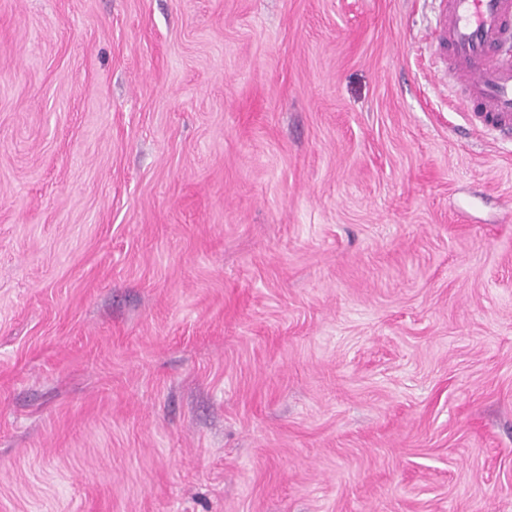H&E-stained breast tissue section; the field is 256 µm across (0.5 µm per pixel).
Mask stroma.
Returning a JSON list of instances; mask_svg holds the SVG:
<instances>
[{
	"label": "stroma",
	"mask_w": 512,
	"mask_h": 512,
	"mask_svg": "<svg viewBox=\"0 0 512 512\" xmlns=\"http://www.w3.org/2000/svg\"><path fill=\"white\" fill-rule=\"evenodd\" d=\"M434 0H0V512H512V143Z\"/></svg>",
	"instance_id": "1"
}]
</instances>
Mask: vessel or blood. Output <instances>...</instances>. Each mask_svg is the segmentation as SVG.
Returning a JSON list of instances; mask_svg holds the SVG:
<instances>
[{"instance_id": "obj_1", "label": "vessel or blood", "mask_w": 512, "mask_h": 512, "mask_svg": "<svg viewBox=\"0 0 512 512\" xmlns=\"http://www.w3.org/2000/svg\"><path fill=\"white\" fill-rule=\"evenodd\" d=\"M429 45L463 86L466 119L512 139V0H438Z\"/></svg>"}]
</instances>
